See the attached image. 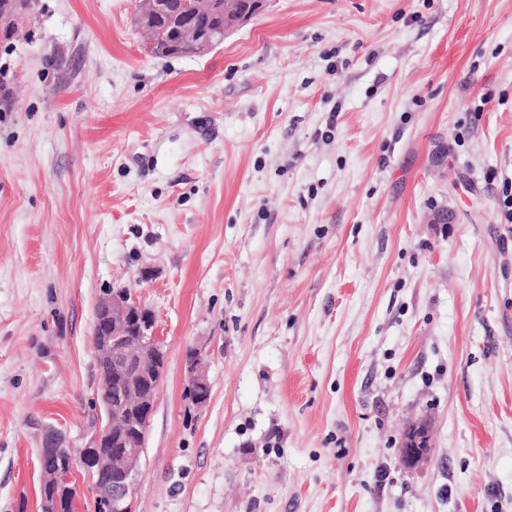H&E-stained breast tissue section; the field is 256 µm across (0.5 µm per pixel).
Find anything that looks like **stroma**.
Masks as SVG:
<instances>
[{"instance_id":"1","label":"stroma","mask_w":512,"mask_h":512,"mask_svg":"<svg viewBox=\"0 0 512 512\" xmlns=\"http://www.w3.org/2000/svg\"><path fill=\"white\" fill-rule=\"evenodd\" d=\"M138 8L0 44V512L90 446L120 289L167 352L134 512H512V0H265L170 58ZM431 427L428 420L412 424L406 431L402 446V457L406 464L422 459L430 448Z\"/></svg>"}]
</instances>
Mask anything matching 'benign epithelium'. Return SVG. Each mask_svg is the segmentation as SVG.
<instances>
[{
  "label": "benign epithelium",
  "instance_id": "benign-epithelium-1",
  "mask_svg": "<svg viewBox=\"0 0 512 512\" xmlns=\"http://www.w3.org/2000/svg\"><path fill=\"white\" fill-rule=\"evenodd\" d=\"M200 12L221 21L215 32H189L200 55L215 47L213 38L216 33L226 34L251 20V15L232 0H143L139 23L144 27L150 19L159 17L176 24L180 19H189ZM96 316L95 330L103 336L98 356L112 362V402L105 409L106 424L96 431L92 446L82 451V462L89 475L95 478L96 498L105 512H132L139 474L137 462L142 449L126 447L125 437L133 433L142 436L146 432L158 386L151 382L146 372L139 380H133L129 377V369L134 364L143 367L164 359L165 349L153 314L128 293L110 300L100 299ZM430 440L429 421L412 424L404 435V462L413 464L422 459L428 453ZM109 443L113 444L112 451H101V446ZM40 461L46 490L43 512H58L59 496L76 494L70 485V473L55 464L49 447L41 450ZM110 473L117 478L106 480L105 476Z\"/></svg>",
  "mask_w": 512,
  "mask_h": 512
}]
</instances>
